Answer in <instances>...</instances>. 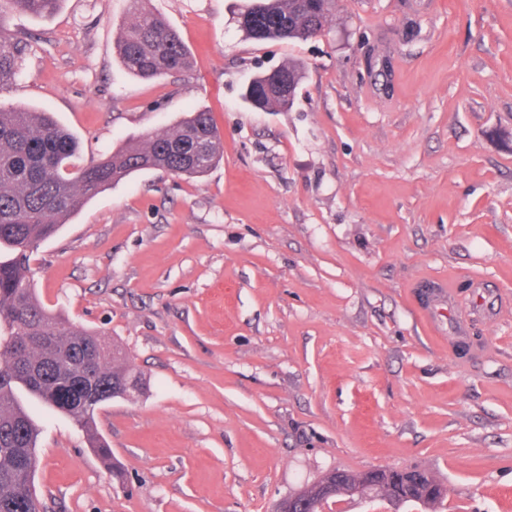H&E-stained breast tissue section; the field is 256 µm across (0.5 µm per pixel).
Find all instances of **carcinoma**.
Here are the masks:
<instances>
[{
    "label": "carcinoma",
    "instance_id": "obj_1",
    "mask_svg": "<svg viewBox=\"0 0 512 512\" xmlns=\"http://www.w3.org/2000/svg\"><path fill=\"white\" fill-rule=\"evenodd\" d=\"M61 0H0V90L19 75L29 44L7 29L12 12L51 15ZM131 21L117 44L132 75L152 79L190 65L183 39L163 17L129 0ZM336 0H250L239 14L245 35L258 41L307 40L334 15ZM301 68L288 63L255 78L245 98L264 111L294 103ZM222 137L212 113L197 110L163 133H151L76 172L69 171L78 143L49 112L0 107V512H41L34 491L38 430L21 398L27 394L70 417L90 447L112 463L108 444L95 430L98 404L142 390L140 373L123 349L101 334L70 323L37 298L30 256L88 200L131 174L158 169L200 177L222 158Z\"/></svg>",
    "mask_w": 512,
    "mask_h": 512
}]
</instances>
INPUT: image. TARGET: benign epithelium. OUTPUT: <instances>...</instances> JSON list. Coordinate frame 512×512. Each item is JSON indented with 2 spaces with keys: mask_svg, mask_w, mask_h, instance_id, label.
I'll return each instance as SVG.
<instances>
[{
  "mask_svg": "<svg viewBox=\"0 0 512 512\" xmlns=\"http://www.w3.org/2000/svg\"><path fill=\"white\" fill-rule=\"evenodd\" d=\"M417 479L416 470L369 469L358 475L354 480L343 471H332L318 481L314 487L315 498L321 502L336 496H368L380 493L394 504H402L413 500L411 486Z\"/></svg>",
  "mask_w": 512,
  "mask_h": 512,
  "instance_id": "benign-epithelium-1",
  "label": "benign epithelium"
}]
</instances>
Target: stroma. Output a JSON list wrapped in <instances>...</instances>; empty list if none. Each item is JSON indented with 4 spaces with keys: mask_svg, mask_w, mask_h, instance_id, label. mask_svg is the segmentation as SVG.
<instances>
[{
    "mask_svg": "<svg viewBox=\"0 0 512 512\" xmlns=\"http://www.w3.org/2000/svg\"><path fill=\"white\" fill-rule=\"evenodd\" d=\"M247 2L146 0L191 53L154 79L116 52L128 0L8 18L30 47L0 106L53 113L76 166L196 109L223 145L199 178L133 173L33 252L45 306L146 379L96 411L108 463L33 406L40 504L276 512L330 470L417 467L442 503L322 512H512V0H336L306 41L246 37ZM289 61V110L244 101Z\"/></svg>",
    "mask_w": 512,
    "mask_h": 512,
    "instance_id": "obj_1",
    "label": "stroma"
}]
</instances>
